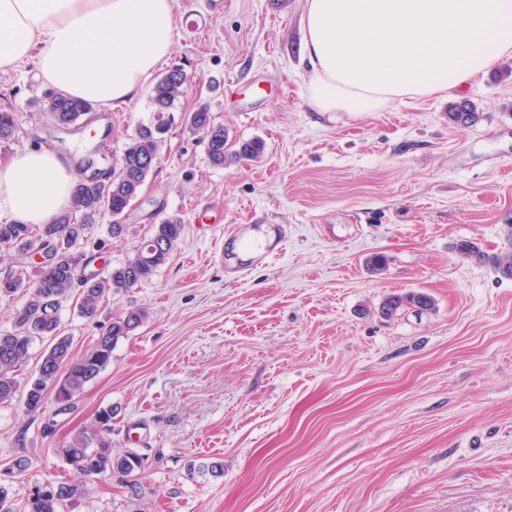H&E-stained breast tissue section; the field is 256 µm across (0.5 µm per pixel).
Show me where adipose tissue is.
<instances>
[{
	"label": "adipose tissue",
	"mask_w": 512,
	"mask_h": 512,
	"mask_svg": "<svg viewBox=\"0 0 512 512\" xmlns=\"http://www.w3.org/2000/svg\"><path fill=\"white\" fill-rule=\"evenodd\" d=\"M174 0H0V73L116 110L172 52ZM306 93L319 112H378L463 90L512 59V0H304ZM79 177L49 148L0 159V217L48 224Z\"/></svg>",
	"instance_id": "obj_1"
}]
</instances>
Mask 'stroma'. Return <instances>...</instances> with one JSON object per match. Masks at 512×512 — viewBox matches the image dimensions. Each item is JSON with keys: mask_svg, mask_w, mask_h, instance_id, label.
<instances>
[{"mask_svg": "<svg viewBox=\"0 0 512 512\" xmlns=\"http://www.w3.org/2000/svg\"><path fill=\"white\" fill-rule=\"evenodd\" d=\"M301 37L302 0H176L166 64L192 82L126 235L112 238L105 214L87 247L125 261L156 211L184 230L150 281L107 301L104 315L149 317L70 413L0 404V471L30 461L4 481L14 512L32 486L74 480L58 450L108 405L114 448L144 458L140 497L96 476L65 512H512V279L455 249L512 248V77L494 70L461 91L480 115L470 127L449 124L444 98L318 112ZM47 91L33 65L0 75V110L18 123L0 158L78 157L98 132L116 158L152 115L145 88L64 132ZM201 106L230 143L262 139V157L212 166L181 120ZM236 224L252 237L284 225L283 253L236 276L224 238ZM377 254L387 263L373 271ZM409 292L433 308L380 316ZM59 317L83 355L98 323L70 302Z\"/></svg>", "mask_w": 512, "mask_h": 512, "instance_id": "obj_1", "label": "stroma"}]
</instances>
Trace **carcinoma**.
<instances>
[{"label": "carcinoma", "mask_w": 512, "mask_h": 512, "mask_svg": "<svg viewBox=\"0 0 512 512\" xmlns=\"http://www.w3.org/2000/svg\"><path fill=\"white\" fill-rule=\"evenodd\" d=\"M191 77L179 66L163 72L151 89L150 103L153 121L140 124L131 135L117 166L106 168L104 179L93 184L80 183L72 207L51 224H0V246L17 256L16 267L0 276V297L20 294L25 301L16 310L12 328L0 331V403L12 400L16 394L24 398L31 413L40 412L47 389L55 392V413L71 411L84 386L112 361L117 342L132 335L147 318V311L130 308L112 315L101 325L93 346L80 357L72 353V341L60 335L59 311L73 301L79 315L94 319L100 315L106 298L121 295L150 280L167 263L176 242L182 235L183 224L177 217H166L153 225L148 241L157 245L149 251L140 244L132 257L110 269L93 268L96 253L79 249L90 224L102 214L124 215L138 198L142 186L155 171L154 162L160 156L163 135L167 132L170 112L182 98ZM93 110L89 102L65 96L53 90L47 92L46 112L57 126L67 129ZM479 119L474 104L462 101L448 105V123L467 127ZM190 131L202 135L207 142L209 162L215 167L226 163L259 158L265 149L258 139L243 141L230 152L229 133L224 125L215 123L210 112L201 107L184 114ZM15 113L0 111V142L15 137ZM455 249L479 266H490L505 278H512V251L488 253L476 243L461 241ZM54 258L48 266L33 267L25 259L39 253ZM432 299L422 292H409L386 298L380 313L391 318L403 309L428 311ZM37 338L50 340L45 349L36 378L22 384L18 380L21 366L29 358L32 343ZM112 407L102 408L96 425L76 433L59 455L64 463L83 477L110 474L139 495L137 483L130 480L141 469L142 458L132 451L117 452L112 446ZM53 489L29 494L27 512H61L65 503L81 496L78 484L51 481Z\"/></svg>", "instance_id": "obj_1"}]
</instances>
